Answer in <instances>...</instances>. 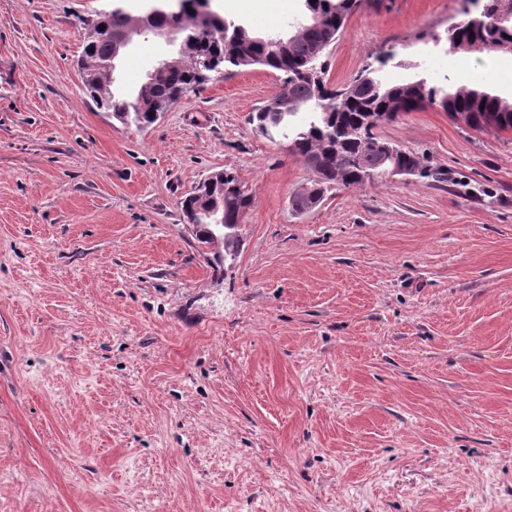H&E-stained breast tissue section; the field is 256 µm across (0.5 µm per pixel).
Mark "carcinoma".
I'll return each mask as SVG.
<instances>
[{
    "mask_svg": "<svg viewBox=\"0 0 512 512\" xmlns=\"http://www.w3.org/2000/svg\"><path fill=\"white\" fill-rule=\"evenodd\" d=\"M300 17L292 25L296 30L309 23L313 15L321 17L319 27L294 36L265 35L258 39L250 31H238L239 22L219 14L199 19L178 7L150 17L127 9L110 11L103 16V29L93 43L84 47L81 60L83 88L96 107L119 122L139 127L151 124V114L166 111L185 93L200 86L196 65L209 62L229 71L243 68H267L283 77L281 94L288 97V109L279 118L281 137L292 153L301 157L312 174L311 190L323 196L337 187L363 185L372 180L366 175L377 150L393 143L376 133L372 117L376 112H411L438 106L456 125L474 130L495 128L512 130V98H504L484 87L467 85L442 88L425 79H412L399 85H387L381 71L395 59L390 53L377 58L378 66L367 64L349 81L330 84L323 81V92L313 95L310 76L326 74L324 52L318 48L334 43L348 18L363 0H301ZM478 14L448 28V51L487 53L512 52V0H473ZM178 30L183 51L181 62L162 67L133 95L116 88V68L112 65L115 43L133 44L134 37L154 35L155 30ZM315 111L299 116L306 106ZM395 163L411 176L432 183L448 182V169L433 165L424 156L399 149ZM223 201L226 227L221 246L237 254L240 250L238 227L251 199L236 175L224 171L214 190L199 186L181 202L183 216L198 207Z\"/></svg>",
    "mask_w": 512,
    "mask_h": 512,
    "instance_id": "1",
    "label": "carcinoma"
}]
</instances>
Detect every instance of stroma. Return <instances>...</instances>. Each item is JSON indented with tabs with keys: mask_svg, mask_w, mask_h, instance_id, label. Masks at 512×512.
Returning <instances> with one entry per match:
<instances>
[{
	"mask_svg": "<svg viewBox=\"0 0 512 512\" xmlns=\"http://www.w3.org/2000/svg\"><path fill=\"white\" fill-rule=\"evenodd\" d=\"M257 32L299 0H218ZM105 0H0V512H512V131L429 107L377 129L450 184L289 198L302 159L255 133L279 72L213 77L145 129L82 91ZM462 0H367L330 83L512 94V54L449 52ZM171 46L131 47L136 91ZM252 198L218 261L179 202Z\"/></svg>",
	"mask_w": 512,
	"mask_h": 512,
	"instance_id": "obj_1",
	"label": "stroma"
}]
</instances>
